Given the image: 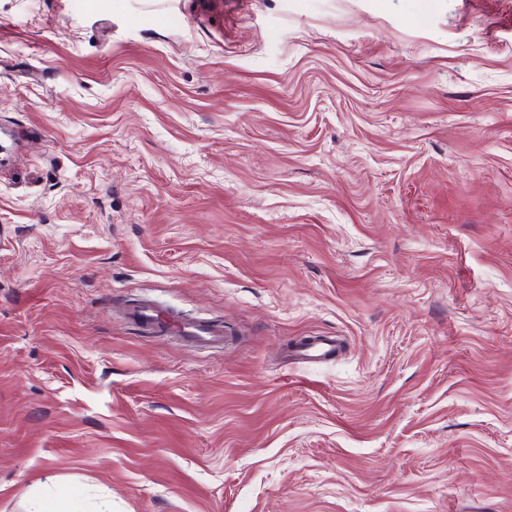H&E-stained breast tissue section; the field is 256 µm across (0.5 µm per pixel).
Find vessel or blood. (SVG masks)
Listing matches in <instances>:
<instances>
[{"instance_id":"obj_1","label":"vessel or blood","mask_w":512,"mask_h":512,"mask_svg":"<svg viewBox=\"0 0 512 512\" xmlns=\"http://www.w3.org/2000/svg\"><path fill=\"white\" fill-rule=\"evenodd\" d=\"M127 315L129 321L146 332L175 336L195 347H218L225 341L224 331L218 324L205 318L177 316L153 300H140L129 305ZM293 353L306 362H321L335 355L336 339L332 336H313L294 348Z\"/></svg>"}]
</instances>
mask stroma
<instances>
[{"mask_svg":"<svg viewBox=\"0 0 512 512\" xmlns=\"http://www.w3.org/2000/svg\"><path fill=\"white\" fill-rule=\"evenodd\" d=\"M50 484L512 512V0H0V512ZM128 320L148 333L176 336L185 343L212 348L224 345V330L205 318L188 319L179 317L153 300H139L127 308ZM336 337L313 336L299 347L293 348V355L305 362H321L336 354Z\"/></svg>","mask_w":512,"mask_h":512,"instance_id":"35a3bbf8","label":"stroma"}]
</instances>
